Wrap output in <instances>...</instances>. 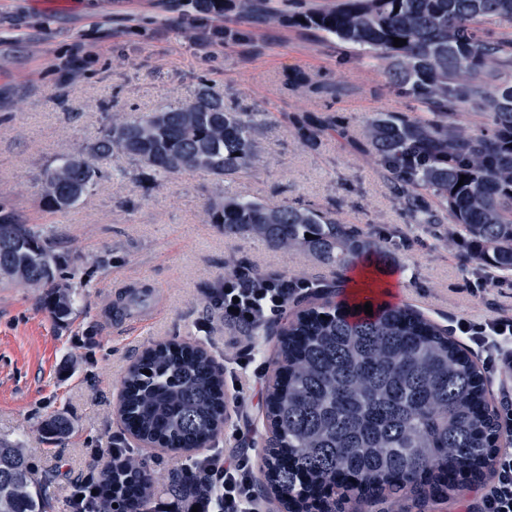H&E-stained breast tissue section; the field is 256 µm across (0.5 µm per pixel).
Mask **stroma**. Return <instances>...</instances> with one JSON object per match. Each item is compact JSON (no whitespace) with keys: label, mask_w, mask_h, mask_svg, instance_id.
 I'll return each mask as SVG.
<instances>
[{"label":"stroma","mask_w":512,"mask_h":512,"mask_svg":"<svg viewBox=\"0 0 512 512\" xmlns=\"http://www.w3.org/2000/svg\"><path fill=\"white\" fill-rule=\"evenodd\" d=\"M197 17L193 0H0V201L21 221L52 228L69 271L90 281L62 320L45 309L42 289L0 288V440L25 448L46 491L45 512H65L71 482L111 466L113 443L134 449L156 482L155 503H174L165 488L179 455L138 446L118 413L126 371L162 342L207 347L225 374L239 372L241 388L224 384L227 420L213 446L244 460L263 512H279L264 485L277 339L225 325L207 292L241 267L312 281L274 317L283 327L297 310L340 303L348 291L337 287L334 268L305 253L206 223L204 204L218 190L321 212L376 241L372 271L391 288L366 297L412 306L450 330L462 319L512 316V278L488 277L466 239L448 244L444 227L415 223L388 173L362 149L372 119L410 111L383 62L318 30L242 18L238 0L209 17L229 36L203 51L191 41ZM294 69L343 92H288L283 76ZM204 85L236 111L268 113L256 133L258 169L222 182L191 171L154 181L114 155L99 161L102 178L74 207L42 210L43 171L94 142L113 114L136 119L176 107ZM305 115L333 120L311 144L293 126ZM133 292L146 293V302L127 307ZM245 356L247 368L238 369ZM53 416L71 421L65 438L44 432Z\"/></svg>","instance_id":"stroma-1"}]
</instances>
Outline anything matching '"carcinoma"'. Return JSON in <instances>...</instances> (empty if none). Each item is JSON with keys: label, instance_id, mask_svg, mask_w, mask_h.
Returning a JSON list of instances; mask_svg holds the SVG:
<instances>
[{"label": "carcinoma", "instance_id": "obj_1", "mask_svg": "<svg viewBox=\"0 0 512 512\" xmlns=\"http://www.w3.org/2000/svg\"><path fill=\"white\" fill-rule=\"evenodd\" d=\"M240 13L271 23L281 13L260 0H239ZM489 15H512V0H341L337 6L289 17L367 50L385 62L389 83L415 103L414 111L381 116L368 125L365 150L401 185L400 198L419 224L448 225L446 242L464 235L471 257L502 276L512 274V40L483 32ZM406 40L394 46L393 38ZM290 91L332 95L339 90L318 75L293 70ZM479 106L491 132L464 127L460 115ZM266 113L242 116L224 98L200 88L193 100L129 120L114 115L73 170L65 155L42 177L41 203L49 212L74 206L70 187L90 188L101 176L97 162L123 155L150 177L185 170L218 179L255 170V131ZM330 119L294 118L313 141ZM464 185H458L461 176ZM208 223L226 234H249L270 246L302 251L342 275L375 246L338 219L288 205L219 192L204 206ZM313 235L307 239L305 234ZM0 281L44 290V306L68 316L80 289L58 251L53 231L24 224L0 203ZM251 333L278 336L277 369L266 397L270 425L266 481L282 512H335L325 489L351 486L357 498L383 503L405 497L424 512L448 497L462 475H489L502 442L500 411L488 400L483 370L461 345L406 306L383 305L369 316L342 302L298 311L288 326L260 323ZM147 369L150 374L142 373ZM222 374L207 350L159 344L133 365L121 391L122 418L137 438L170 449L204 448L226 422ZM63 438L64 417L45 423ZM175 487L199 496V471L175 473ZM150 474L133 458L102 473L104 512H150ZM0 512H44L25 449L0 442Z\"/></svg>", "mask_w": 512, "mask_h": 512}]
</instances>
